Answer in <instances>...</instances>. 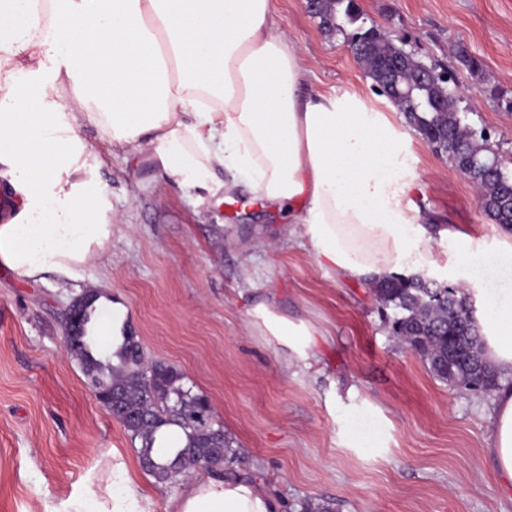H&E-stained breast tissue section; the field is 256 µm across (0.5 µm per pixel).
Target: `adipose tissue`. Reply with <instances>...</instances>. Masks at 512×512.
Listing matches in <instances>:
<instances>
[{"instance_id":"obj_1","label":"adipose tissue","mask_w":512,"mask_h":512,"mask_svg":"<svg viewBox=\"0 0 512 512\" xmlns=\"http://www.w3.org/2000/svg\"><path fill=\"white\" fill-rule=\"evenodd\" d=\"M272 2L0 0V265L24 280L69 279L103 254L112 206L100 159L79 135L87 125L182 188L305 199L287 234L306 238L339 277L430 264L394 121L365 99L315 89ZM473 307L486 361L512 376V303L484 295ZM251 315L287 348L286 365L316 360L311 323L264 299ZM490 421L487 460L512 497V385L496 391ZM154 506L117 453L80 495L43 502L44 512ZM165 512H280V503L253 480L199 473Z\"/></svg>"}]
</instances>
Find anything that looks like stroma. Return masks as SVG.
I'll list each match as a JSON object with an SVG mask.
<instances>
[{"label": "stroma", "mask_w": 512, "mask_h": 512, "mask_svg": "<svg viewBox=\"0 0 512 512\" xmlns=\"http://www.w3.org/2000/svg\"><path fill=\"white\" fill-rule=\"evenodd\" d=\"M359 26L379 27L437 70L453 72L459 111L512 157V0H357ZM278 27L301 50L317 89L370 100L375 84L348 46L325 31L306 0H274ZM465 45L478 68L460 61ZM425 227L455 225L454 243H427V277L471 294L512 299V249L482 212L473 185L395 114ZM112 203L105 254L67 284L19 279L0 267V512H43L77 495L119 450L154 495L175 486L145 472L122 424L96 400L63 345L76 289L107 284L150 359L176 367L206 395L239 451L241 477L276 488L283 512L331 500L337 512H512L487 468L491 396L438 379L385 326L369 281L321 267L307 240L288 237L286 214L245 190L216 206L205 188L182 191L148 158L113 150L92 127ZM263 288L281 310L322 331L318 361L284 366L286 348L250 311Z\"/></svg>", "instance_id": "35a3bbf8"}]
</instances>
